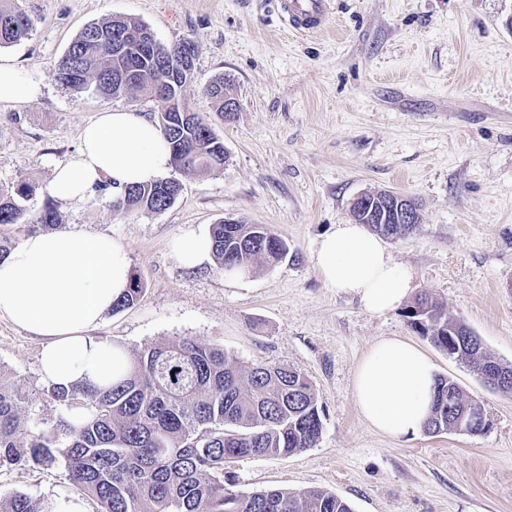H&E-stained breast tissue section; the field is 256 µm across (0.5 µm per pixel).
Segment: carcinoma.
I'll return each instance as SVG.
<instances>
[{
    "mask_svg": "<svg viewBox=\"0 0 512 512\" xmlns=\"http://www.w3.org/2000/svg\"><path fill=\"white\" fill-rule=\"evenodd\" d=\"M147 30L131 18L116 16L86 27L57 64L59 80L74 89L91 87L105 99L136 98L152 89L166 103L157 127L168 140L174 167L183 171L215 170L224 165V144L197 113L182 122V89L170 80L164 61L194 52L183 40L154 42L146 50L138 42ZM124 35L127 51L116 53L111 34ZM28 17L0 8V46L29 37ZM231 85L224 77L208 87L217 111ZM181 191L174 178L132 186L120 194L115 210L162 211ZM0 193V224H16L23 210L16 198ZM354 221L391 240L410 235L414 224L387 223L354 214ZM211 250L224 271L251 273L254 264L279 263L287 247L268 227L222 223L213 228ZM144 292L131 276L129 288L112 311L128 308ZM410 326L444 354L476 364L486 384L512 392V365L502 363L466 325L448 319L442 306L420 296L406 310ZM47 395L86 418H62L49 431H36L21 420V405L31 394L0 368V468L50 469L63 457L71 484L95 499L101 512H353L345 499L310 490L296 493L271 488L253 493L233 490L224 474L226 461L254 456H288L318 441L323 420L308 379L285 365L259 362L241 367L224 350L190 338L147 348L128 358L104 386H51ZM486 427L480 405L450 379H437L435 404L425 426L430 434L448 430L473 434ZM0 512H50L24 494L0 502Z\"/></svg>",
    "mask_w": 512,
    "mask_h": 512,
    "instance_id": "obj_1",
    "label": "carcinoma"
}]
</instances>
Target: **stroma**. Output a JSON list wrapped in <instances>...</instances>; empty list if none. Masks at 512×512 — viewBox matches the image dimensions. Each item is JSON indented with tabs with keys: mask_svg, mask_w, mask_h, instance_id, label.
Returning <instances> with one entry per match:
<instances>
[{
	"mask_svg": "<svg viewBox=\"0 0 512 512\" xmlns=\"http://www.w3.org/2000/svg\"><path fill=\"white\" fill-rule=\"evenodd\" d=\"M22 10L29 37L0 47L43 88L23 106L0 105V192L31 189L18 224H0L17 245L58 165L75 152L98 112L130 110L156 118L151 92L104 99L63 85L57 62L88 25L121 15L156 39L195 45L183 98L224 143L221 169L178 173L182 191L166 210L117 214L112 192L81 203H52L58 227L128 246L140 300L111 312L97 339L127 354L188 337L223 349L239 365L278 363L302 373L322 409L318 442L285 457L226 462L238 491L320 490L354 512H512V393L486 386L467 363L437 350L408 324L404 309L383 315L326 288L311 256L322 234L352 222L360 194L391 190L415 198L421 222L387 242L410 270L412 295L429 294L512 364V0H329L325 28L291 31L277 0H0ZM234 86L238 110L217 115L206 86ZM223 220L270 227L288 254L230 283L217 266L182 269L172 239L188 227ZM407 339L477 401L487 423L478 434L381 436L363 422L352 394L354 370L382 337ZM41 342L0 318V367L33 402L21 416L49 429L68 409L46 394ZM64 462L53 469H0V500L23 494L61 512L79 500Z\"/></svg>",
	"mask_w": 512,
	"mask_h": 512,
	"instance_id": "35a3bbf8",
	"label": "stroma"
}]
</instances>
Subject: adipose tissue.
<instances>
[{
  "mask_svg": "<svg viewBox=\"0 0 512 512\" xmlns=\"http://www.w3.org/2000/svg\"><path fill=\"white\" fill-rule=\"evenodd\" d=\"M41 87L12 60L0 57V103L36 102ZM172 167L159 128L141 113L105 110L80 131L79 146L56 168L46 187L60 202H81L109 184H150ZM172 249L194 270L211 265V244L203 230L184 229ZM326 285L355 296L373 314L401 305L411 292L409 271L394 263L381 239L364 225H335L312 253ZM131 266L123 240L67 230L25 236L0 259V318L40 338L44 381L64 388L104 385L114 374V350L93 330L129 286ZM436 369L418 347L399 337L373 343L355 368L353 393L362 420L374 432L409 440L430 415Z\"/></svg>",
  "mask_w": 512,
  "mask_h": 512,
  "instance_id": "1",
  "label": "adipose tissue"
}]
</instances>
